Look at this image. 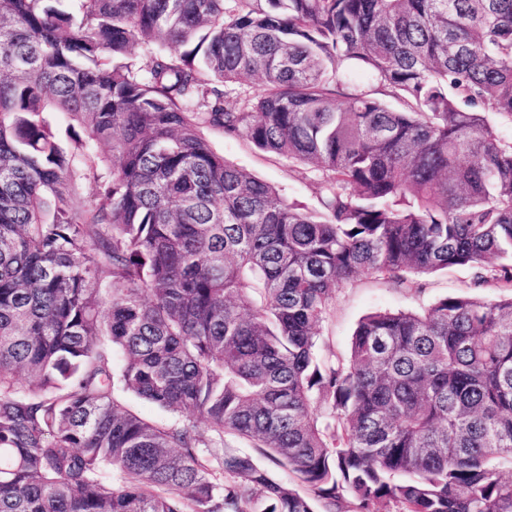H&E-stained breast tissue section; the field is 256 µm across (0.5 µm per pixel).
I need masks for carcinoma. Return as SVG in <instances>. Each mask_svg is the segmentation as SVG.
Segmentation results:
<instances>
[{
    "instance_id": "obj_1",
    "label": "carcinoma",
    "mask_w": 512,
    "mask_h": 512,
    "mask_svg": "<svg viewBox=\"0 0 512 512\" xmlns=\"http://www.w3.org/2000/svg\"><path fill=\"white\" fill-rule=\"evenodd\" d=\"M60 2L0 0V512H512V296L370 313L347 360L317 343L360 273L512 292L487 116L512 122V0ZM205 127L307 166L320 208ZM122 402L130 410L159 424H163L171 418V415L167 412L162 411L147 402L141 401L131 394L124 395L122 397ZM224 452L230 453H247L254 457L255 461L263 468L269 471V473L277 480L291 481L295 485L297 482L294 480L293 475L289 474L284 468L277 466L269 458L262 455L258 448H253L250 443L242 441L234 436H224Z\"/></svg>"
}]
</instances>
